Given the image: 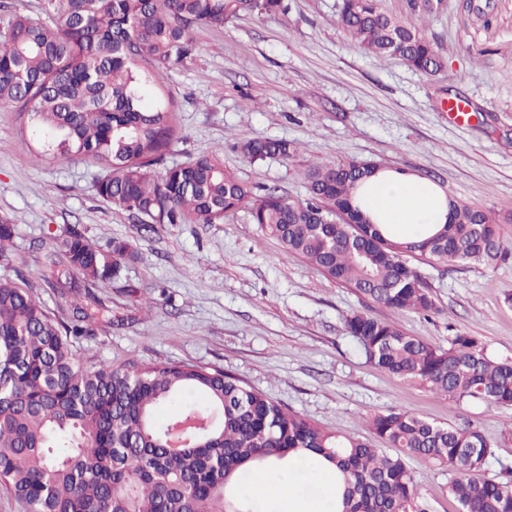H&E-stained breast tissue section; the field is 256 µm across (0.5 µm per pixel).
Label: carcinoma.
<instances>
[{"label":"carcinoma","mask_w":512,"mask_h":512,"mask_svg":"<svg viewBox=\"0 0 512 512\" xmlns=\"http://www.w3.org/2000/svg\"><path fill=\"white\" fill-rule=\"evenodd\" d=\"M47 18L0 11V101L26 117L33 141L54 161L88 157L101 174L94 194L129 213L139 230L155 224H221L244 205L251 221L286 254L397 311L428 313L426 278L408 261L494 265L509 253L497 218L447 198L448 221L422 236L399 239L357 203L378 169L349 160L313 164L307 198L249 185L207 153L167 163L178 141L172 98L150 88L143 64L173 69L197 50L192 33L221 29L243 15H271L285 0H45ZM412 16L386 13L381 0H341L337 24L367 53L399 58L433 75L444 60L424 36L430 0H410ZM252 161L288 159L285 139L239 145ZM17 220L0 217V263ZM136 257L127 241L103 248L70 227L43 254L45 287L61 296L106 288ZM96 318L74 305L52 318L21 274L0 278V488L27 512H240L256 475L250 466L305 451L334 465L343 512H425L406 458L452 474L448 495L462 512H512V481L485 475L495 448L473 427L439 424L406 410L374 414L370 432L388 454L363 439L326 432L217 368L189 363L85 365L73 340ZM346 333L377 369L419 380L431 391L489 409H512V362L489 355L475 336L447 349L427 345L394 325L352 312ZM181 402L180 420L213 418L210 429L178 450L166 447L171 424L156 408Z\"/></svg>","instance_id":"cac0c4a2"}]
</instances>
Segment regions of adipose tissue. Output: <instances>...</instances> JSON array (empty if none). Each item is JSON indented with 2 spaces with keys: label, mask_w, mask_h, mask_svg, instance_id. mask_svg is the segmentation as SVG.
I'll list each match as a JSON object with an SVG mask.
<instances>
[{
  "label": "adipose tissue",
  "mask_w": 512,
  "mask_h": 512,
  "mask_svg": "<svg viewBox=\"0 0 512 512\" xmlns=\"http://www.w3.org/2000/svg\"><path fill=\"white\" fill-rule=\"evenodd\" d=\"M365 208L377 223L389 225L398 236H413L425 224H442L447 217L445 197L436 185L416 175L385 170L373 177L361 191ZM267 471L295 473L313 470L320 490L309 496L288 487L274 491L269 479L253 485L252 512H331L342 503V484L337 471L327 462H314L301 453H291L267 463Z\"/></svg>",
  "instance_id": "obj_1"
}]
</instances>
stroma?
Here are the masks:
<instances>
[{
  "instance_id": "obj_1",
  "label": "stroma",
  "mask_w": 512,
  "mask_h": 512,
  "mask_svg": "<svg viewBox=\"0 0 512 512\" xmlns=\"http://www.w3.org/2000/svg\"><path fill=\"white\" fill-rule=\"evenodd\" d=\"M287 3L282 13L195 31L191 59L155 70L180 135L170 161L213 154L241 181L293 199L305 197L313 161L425 170L445 195L495 213L512 247V0H443L423 27L446 60L430 77L364 52L337 25L338 0ZM457 93L473 114L463 125L446 110ZM265 138L295 142L297 156L253 163L234 148ZM99 172L82 157L44 158L16 108L0 104V216L18 219L14 259L0 276L21 271L65 320L72 301L43 288L41 246L76 224L100 245L127 240L138 253L96 289L112 320L76 339L81 362L219 366L324 430L364 438L369 418L389 408L471 425L496 447L487 476L512 479V410L462 404L383 373L344 330L345 316L359 311L443 349L456 335L474 336L512 361V259L419 261L435 311L398 312L285 254L244 209L221 224H159L142 234L92 193ZM407 467L426 512H460L447 469L417 458Z\"/></svg>"
}]
</instances>
